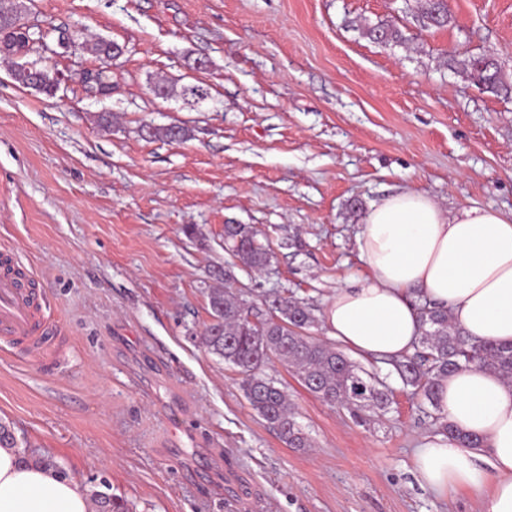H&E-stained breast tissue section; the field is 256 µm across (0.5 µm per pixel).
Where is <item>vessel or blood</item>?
<instances>
[{
  "label": "vessel or blood",
  "instance_id": "obj_1",
  "mask_svg": "<svg viewBox=\"0 0 512 512\" xmlns=\"http://www.w3.org/2000/svg\"><path fill=\"white\" fill-rule=\"evenodd\" d=\"M28 280L21 269L0 272V336L23 344L26 364L36 368L56 348L58 326L45 316Z\"/></svg>",
  "mask_w": 512,
  "mask_h": 512
}]
</instances>
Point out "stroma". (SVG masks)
<instances>
[{
	"mask_svg": "<svg viewBox=\"0 0 512 512\" xmlns=\"http://www.w3.org/2000/svg\"><path fill=\"white\" fill-rule=\"evenodd\" d=\"M26 6L50 45L103 36L124 52L106 97L78 81L98 65L84 49L60 48L70 81L51 97L0 56V250L36 275L66 355L33 370L0 349V420L20 453L108 485L132 512H480L469 492L442 499L418 481L413 452L436 435L434 410L393 365L354 355L392 390L387 413L362 425L271 360L312 440L298 450L200 336L212 272L230 260L225 225L253 226L274 255L262 273L235 269L244 299L294 297L318 316L365 276L356 235L387 195L512 212V97L448 66L491 54L512 80V0H449L450 23L429 30L417 0ZM386 21L400 42L363 35ZM191 84L208 97L184 100ZM171 124L189 138H147Z\"/></svg>",
	"mask_w": 512,
	"mask_h": 512,
	"instance_id": "stroma-1",
	"label": "stroma"
}]
</instances>
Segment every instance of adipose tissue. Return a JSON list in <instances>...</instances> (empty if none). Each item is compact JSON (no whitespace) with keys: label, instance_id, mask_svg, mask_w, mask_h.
<instances>
[{"label":"adipose tissue","instance_id":"1","mask_svg":"<svg viewBox=\"0 0 512 512\" xmlns=\"http://www.w3.org/2000/svg\"><path fill=\"white\" fill-rule=\"evenodd\" d=\"M366 276L336 288L321 319L326 337L382 362L402 359L421 335L416 298L446 308L476 341L512 343V215L444 211L425 191L391 194L367 212L357 236ZM437 409L481 445L435 435L414 456L423 486L440 496L466 489L482 512H512V384L485 369L442 379ZM0 512H89L82 486L22 463L0 446Z\"/></svg>","mask_w":512,"mask_h":512}]
</instances>
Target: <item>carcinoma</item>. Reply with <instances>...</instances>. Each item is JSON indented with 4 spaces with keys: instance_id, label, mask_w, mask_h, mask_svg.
I'll list each match as a JSON object with an SVG mask.
<instances>
[{
    "instance_id": "1",
    "label": "carcinoma",
    "mask_w": 512,
    "mask_h": 512,
    "mask_svg": "<svg viewBox=\"0 0 512 512\" xmlns=\"http://www.w3.org/2000/svg\"><path fill=\"white\" fill-rule=\"evenodd\" d=\"M451 14L445 0H423L417 15L421 27H445ZM19 18L13 0H0V42L34 44L30 51L38 58L27 65L14 64V78L23 85L48 96L55 95L57 82L49 46L37 25H30L27 35L16 32ZM364 35L377 42H398L399 29L391 22L368 26ZM100 64L112 57V41L99 39L88 45ZM448 66L461 73L480 89L493 94L512 91L497 59L488 54L465 52L448 61ZM154 139L184 140L189 129L180 127L151 128ZM224 242L229 245L232 261L214 273L224 282L207 294L211 322L201 336L208 352L236 369L240 389L251 408L273 427L289 448H309L311 440L297 421L288 394L267 377L265 368L272 358L290 367L300 383L323 401L347 409L355 421L367 423L385 415L390 405L386 385L371 373L362 370L342 351L315 340L309 330L316 323L312 310L292 297L273 299L262 310L247 302L235 284L234 268L262 272L272 264L271 249L258 239V232L247 224L224 225ZM421 337L414 354L395 363L404 384L415 394L435 404L438 382L451 373L469 368L491 370L512 383V345L478 342L465 336L452 325L448 311L431 305L418 307ZM438 432L475 448L478 439L455 430L442 417L435 418ZM91 512H130L127 502L107 492L92 489L88 494Z\"/></svg>"
}]
</instances>
